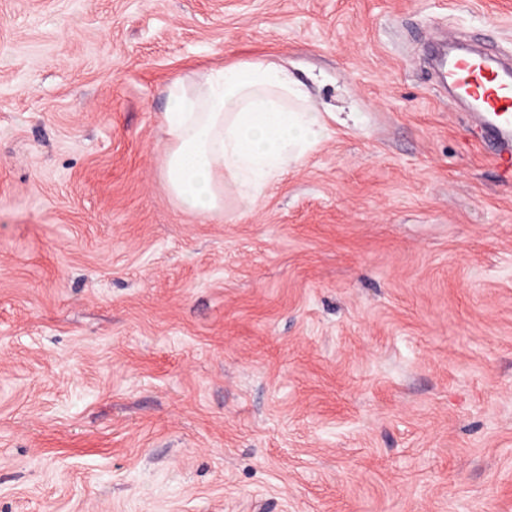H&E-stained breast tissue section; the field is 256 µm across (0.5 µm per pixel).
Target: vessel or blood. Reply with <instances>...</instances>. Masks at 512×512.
<instances>
[{"mask_svg": "<svg viewBox=\"0 0 512 512\" xmlns=\"http://www.w3.org/2000/svg\"><path fill=\"white\" fill-rule=\"evenodd\" d=\"M435 67L442 81L469 103L474 136L486 146L501 181L512 185V69L489 52L441 55Z\"/></svg>", "mask_w": 512, "mask_h": 512, "instance_id": "vessel-or-blood-1", "label": "vessel or blood"}]
</instances>
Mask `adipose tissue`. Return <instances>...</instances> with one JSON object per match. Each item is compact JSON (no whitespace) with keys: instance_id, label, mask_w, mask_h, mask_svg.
Masks as SVG:
<instances>
[{"instance_id":"ef3b65f1","label":"adipose tissue","mask_w":512,"mask_h":512,"mask_svg":"<svg viewBox=\"0 0 512 512\" xmlns=\"http://www.w3.org/2000/svg\"><path fill=\"white\" fill-rule=\"evenodd\" d=\"M163 178L183 211L220 213L232 193L253 209L266 185L327 133V114L287 67L261 58L167 90Z\"/></svg>"}]
</instances>
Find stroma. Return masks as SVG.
Here are the masks:
<instances>
[{"mask_svg": "<svg viewBox=\"0 0 512 512\" xmlns=\"http://www.w3.org/2000/svg\"><path fill=\"white\" fill-rule=\"evenodd\" d=\"M512 0H0V512H512V186L426 60ZM262 58L327 135L177 207L166 88Z\"/></svg>", "mask_w": 512, "mask_h": 512, "instance_id": "35a3bbf8", "label": "stroma"}]
</instances>
